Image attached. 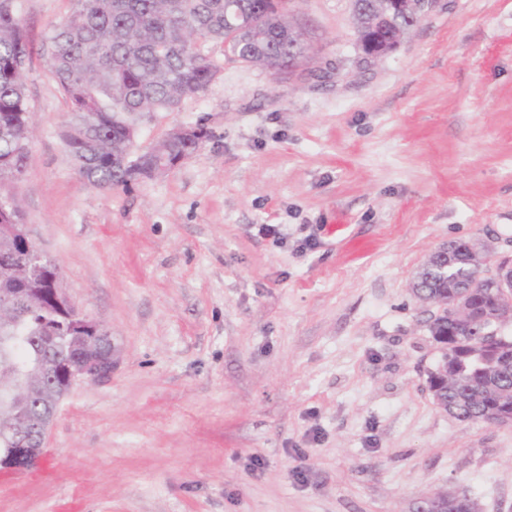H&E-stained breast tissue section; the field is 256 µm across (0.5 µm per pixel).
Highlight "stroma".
<instances>
[{
  "label": "stroma",
  "instance_id": "35a3bbf8",
  "mask_svg": "<svg viewBox=\"0 0 512 512\" xmlns=\"http://www.w3.org/2000/svg\"><path fill=\"white\" fill-rule=\"evenodd\" d=\"M70 8L16 0L36 45ZM288 10L309 70L277 78L205 45L212 82L136 145L179 125L209 138L125 190L77 179L69 105L33 55L12 191L114 366L70 389L52 476L0 482V512H412L455 486L512 512V426L434 404L440 353L411 292L452 241L512 259V0H437L371 62L352 0Z\"/></svg>",
  "mask_w": 512,
  "mask_h": 512
}]
</instances>
